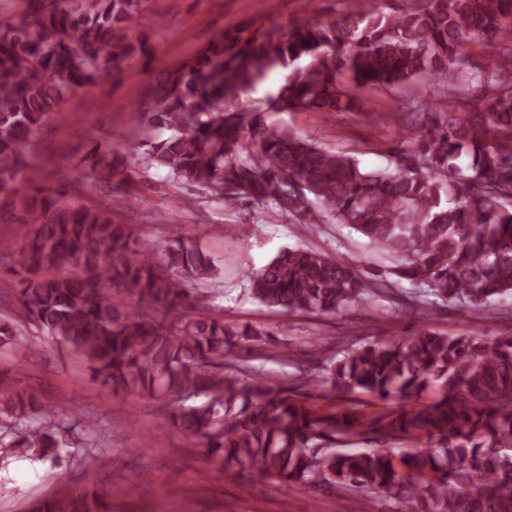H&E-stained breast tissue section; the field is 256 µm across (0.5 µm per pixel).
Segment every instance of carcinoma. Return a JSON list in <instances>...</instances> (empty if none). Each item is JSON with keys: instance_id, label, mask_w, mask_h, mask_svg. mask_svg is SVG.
I'll list each match as a JSON object with an SVG mask.
<instances>
[{"instance_id": "obj_1", "label": "carcinoma", "mask_w": 512, "mask_h": 512, "mask_svg": "<svg viewBox=\"0 0 512 512\" xmlns=\"http://www.w3.org/2000/svg\"><path fill=\"white\" fill-rule=\"evenodd\" d=\"M20 22L0 20V206L21 241L0 240L28 273L70 265L82 273L23 277L18 301L38 332L0 318V344L20 361L44 339L85 356L94 380L115 391L173 397L171 420L224 467L254 469L275 485L323 484L386 495L400 512H512V332L346 339L329 352L315 340L295 361L299 386L251 361L262 333L188 310L190 295L220 279L191 239L158 250L130 224L90 206L42 199L33 139L80 88L102 80L135 51L131 26L145 0H30ZM477 38L489 55L474 59ZM286 71L265 107L249 93ZM428 77L412 104L410 149L393 168L366 171L351 154L289 129L263 112L347 111L369 88ZM144 130L129 153L211 199L258 203L304 231L344 224L390 264L362 278L336 257L285 248L248 271L251 295L283 312L334 315L379 287L406 280L431 304L487 307L512 297V0H355L342 19L311 17L283 30L220 33L156 80ZM367 393L369 414L311 409L296 391L325 386ZM33 389L0 384V467L23 456L55 460L60 449H99L100 428L61 434ZM425 443L394 461L390 448H333L358 437ZM33 512H112L106 496L70 494Z\"/></svg>"}]
</instances>
